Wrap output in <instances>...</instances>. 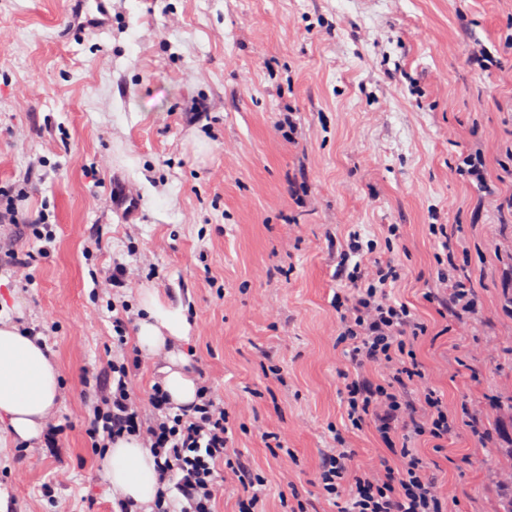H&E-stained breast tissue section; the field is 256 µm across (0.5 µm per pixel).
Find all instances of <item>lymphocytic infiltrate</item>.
<instances>
[{
	"instance_id": "1",
	"label": "lymphocytic infiltrate",
	"mask_w": 512,
	"mask_h": 512,
	"mask_svg": "<svg viewBox=\"0 0 512 512\" xmlns=\"http://www.w3.org/2000/svg\"><path fill=\"white\" fill-rule=\"evenodd\" d=\"M25 188L0 196V223L22 224L40 253L56 239L46 212L23 207ZM338 275L349 282L336 295V344L356 370L343 375V402L350 428L372 423L388 457L361 469L351 466L354 451L343 433H335L322 449L314 484L339 512H447L449 494L440 489L432 462L415 439L432 441L441 449L460 427L480 433L482 421L472 409L456 412L431 383L409 341L425 335L427 325L409 306L391 298L401 278L399 268L373 259L357 235H350ZM443 307L454 321L469 326L477 312L468 277L440 273ZM112 364L108 389L93 412L87 430L92 447L105 449L122 438L141 439L155 459L160 491L151 512H217L216 485L226 472L243 489L239 512H263L259 492L264 479L232 446L233 429L224 403L207 380H199L195 400L175 404L155 381L148 393L149 413H142L130 386L131 364L126 355L123 316L112 319ZM418 399H409L410 389Z\"/></svg>"
}]
</instances>
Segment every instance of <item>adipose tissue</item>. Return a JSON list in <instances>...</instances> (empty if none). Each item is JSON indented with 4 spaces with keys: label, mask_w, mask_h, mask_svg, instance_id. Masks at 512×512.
I'll list each match as a JSON object with an SVG mask.
<instances>
[{
    "label": "adipose tissue",
    "mask_w": 512,
    "mask_h": 512,
    "mask_svg": "<svg viewBox=\"0 0 512 512\" xmlns=\"http://www.w3.org/2000/svg\"><path fill=\"white\" fill-rule=\"evenodd\" d=\"M143 314L137 322L136 342L148 356L168 354L164 383L173 401L191 404L196 382L184 370L177 343L185 340L190 325L182 310L163 303L157 292L144 289ZM61 396L59 368L40 337L16 325L0 321V424L15 440L32 444L40 440L54 418ZM112 497L139 506L151 504L158 490L154 459L143 442L121 439L108 448L99 461Z\"/></svg>",
    "instance_id": "1"
}]
</instances>
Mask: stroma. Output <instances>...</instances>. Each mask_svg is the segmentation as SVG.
<instances>
[{
    "mask_svg": "<svg viewBox=\"0 0 512 512\" xmlns=\"http://www.w3.org/2000/svg\"><path fill=\"white\" fill-rule=\"evenodd\" d=\"M72 0H0V190L25 185L56 226L49 255L19 226L0 241L33 252L0 265V319L33 329L61 374L55 450L0 447L8 512H112L86 430L112 361L111 302L141 316L140 289L183 308L178 350L235 417L234 446L266 484L265 512H336L312 483L344 430L334 296L359 231L396 264L395 296L427 324L419 360L453 409L512 389V318L500 306L512 240V0H112L108 33L73 34ZM479 41L490 67L467 60ZM293 109L295 139L278 128ZM480 146L488 182L460 172ZM137 200L128 217L113 184ZM451 225L479 326L461 333L427 295ZM124 287L109 285L114 263ZM285 436L280 461L263 433ZM451 512H496L501 461L469 429L442 452ZM54 489L45 497L44 485Z\"/></svg>",
    "mask_w": 512,
    "mask_h": 512,
    "instance_id": "stroma-1",
    "label": "stroma"
}]
</instances>
